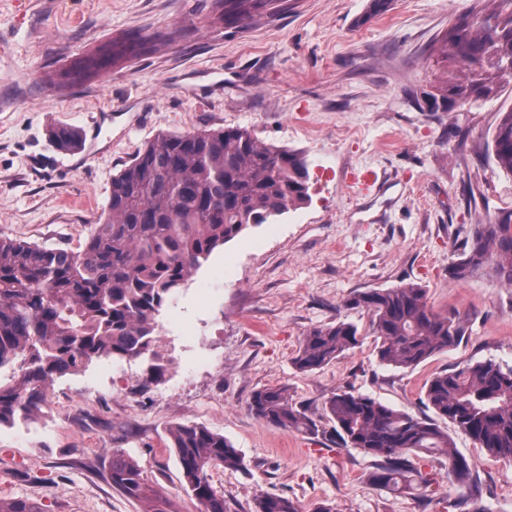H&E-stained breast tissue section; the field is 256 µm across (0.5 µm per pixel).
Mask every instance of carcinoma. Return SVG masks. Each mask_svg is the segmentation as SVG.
I'll return each instance as SVG.
<instances>
[{
  "instance_id": "obj_1",
  "label": "carcinoma",
  "mask_w": 512,
  "mask_h": 512,
  "mask_svg": "<svg viewBox=\"0 0 512 512\" xmlns=\"http://www.w3.org/2000/svg\"><path fill=\"white\" fill-rule=\"evenodd\" d=\"M273 0H213L215 19L232 26L261 13ZM483 21L459 20L445 37L447 56L474 60L485 47L512 56V12L494 8ZM148 51L137 33L79 57L61 73L63 83L81 82ZM61 148L79 141L75 130L54 133ZM495 167L512 176V110L502 113L491 135ZM306 157L260 139L244 127L175 134L159 132L112 177L108 210L90 230L83 249L47 248L0 236V426L26 423L45 406L51 384L101 358L147 362L148 378L159 380L170 360L157 346L165 306L211 257L247 229L268 224L310 200ZM512 285V210L478 224L448 267L465 281L484 267ZM370 316L380 363L413 369L468 332L460 314L441 315L416 283L360 292L346 301ZM358 344L355 325L338 321L310 330L294 358L312 372ZM423 404L434 417H417L369 395L341 391L314 419L293 402L284 387L255 391L254 415L274 427L357 448L375 459V485L393 492L431 485L422 456L448 461V477L466 489L472 512H485L482 492L468 461L437 420L448 421L497 458L512 460V367L492 360L457 365L434 373L423 385ZM183 485L206 512H231L210 471L246 472L242 454L224 435L199 424L169 430ZM112 487L149 501L154 490L132 457L112 453ZM0 512H39L23 499H0ZM254 512H301L294 500L264 494Z\"/></svg>"
}]
</instances>
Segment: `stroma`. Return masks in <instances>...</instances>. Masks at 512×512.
Returning a JSON list of instances; mask_svg holds the SVG:
<instances>
[{"mask_svg":"<svg viewBox=\"0 0 512 512\" xmlns=\"http://www.w3.org/2000/svg\"><path fill=\"white\" fill-rule=\"evenodd\" d=\"M487 0H285L279 11L234 26L214 23L212 0H0V236L81 250L103 217L113 175L158 132L245 127L302 152L311 200L246 230L214 252L165 308V377L141 364L94 361L58 378L40 416L0 427V498L40 512H145L107 480L114 451L134 458L159 495L161 512H199L167 446L178 424L223 434L247 473L214 469L231 512H253L263 494L334 512H469L448 463L425 458L428 491L397 494L373 485L360 450L267 425L251 393L284 386L317 418L332 394L351 390L415 416L435 372L495 360L512 366V286L485 270L448 278L475 225L512 209V176L495 169L488 144L512 83L489 99L428 95L475 72L451 65L442 37ZM128 32L152 49L64 88L51 82L72 57ZM86 139L61 153L54 129ZM373 171L368 195L349 184ZM222 276L208 299L204 282ZM414 282L436 313L457 310L469 331L458 346L413 369L380 364L366 312L353 294ZM344 320L360 344L324 368L294 365L311 329ZM488 512H512V461L462 434Z\"/></svg>","mask_w":512,"mask_h":512,"instance_id":"1","label":"stroma"}]
</instances>
